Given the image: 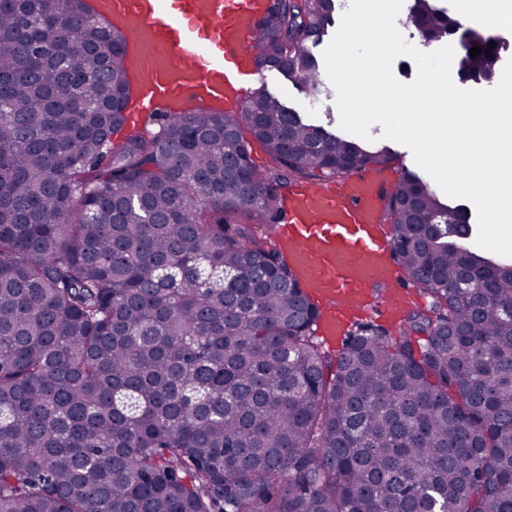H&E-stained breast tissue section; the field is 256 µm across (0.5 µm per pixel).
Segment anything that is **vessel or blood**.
<instances>
[{"label":"vessel or blood","mask_w":512,"mask_h":512,"mask_svg":"<svg viewBox=\"0 0 512 512\" xmlns=\"http://www.w3.org/2000/svg\"><path fill=\"white\" fill-rule=\"evenodd\" d=\"M127 39L139 112L240 106L265 79L253 49L274 0H92ZM392 181L374 170L291 187L272 230L276 246L318 301L328 333L377 312L380 284L399 285L381 223Z\"/></svg>","instance_id":"obj_1"}]
</instances>
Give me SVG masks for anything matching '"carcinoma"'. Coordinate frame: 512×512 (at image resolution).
<instances>
[{"mask_svg": "<svg viewBox=\"0 0 512 512\" xmlns=\"http://www.w3.org/2000/svg\"><path fill=\"white\" fill-rule=\"evenodd\" d=\"M335 12L276 0L261 63L320 92ZM407 22L455 27L434 0ZM489 43L466 32V76L495 71ZM125 55L83 0H0V512H512V257L466 246L468 212L404 171L382 221L429 303L327 353L250 224L392 151L263 89L128 131Z\"/></svg>", "mask_w": 512, "mask_h": 512, "instance_id": "1", "label": "carcinoma"}]
</instances>
